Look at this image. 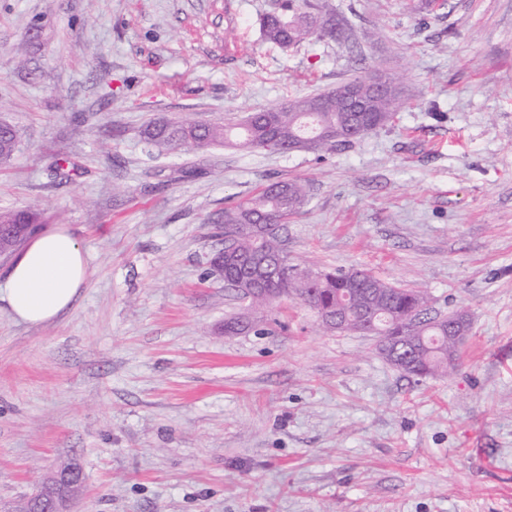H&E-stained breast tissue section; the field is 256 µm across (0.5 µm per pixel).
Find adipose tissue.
Segmentation results:
<instances>
[{"mask_svg":"<svg viewBox=\"0 0 512 512\" xmlns=\"http://www.w3.org/2000/svg\"><path fill=\"white\" fill-rule=\"evenodd\" d=\"M85 278L84 256L76 236L54 228L36 237L14 263L0 300L15 319L45 323L72 308Z\"/></svg>","mask_w":512,"mask_h":512,"instance_id":"obj_1","label":"adipose tissue"}]
</instances>
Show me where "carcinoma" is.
I'll return each instance as SVG.
<instances>
[{"instance_id": "cac0c4a2", "label": "carcinoma", "mask_w": 512, "mask_h": 512, "mask_svg": "<svg viewBox=\"0 0 512 512\" xmlns=\"http://www.w3.org/2000/svg\"><path fill=\"white\" fill-rule=\"evenodd\" d=\"M265 39L278 46L285 40L297 45L315 33L314 19L301 5L286 0L281 10L264 15ZM312 96L288 101L282 112H253L249 123L211 125L161 117L150 123L144 138L160 152L202 150L214 145H233L247 152L273 151L277 138L281 152L288 143L311 140L306 149L316 151L340 142L319 138L327 128L344 129L361 124L368 134L393 120L404 107L402 91L375 103V111L360 116L336 105L332 112H312ZM18 144L15 129H0V161L8 160ZM305 186L298 182L275 183L259 195L224 213V241L233 256L219 262L214 271L224 280L239 303L237 312L224 320V335L237 336L257 328L265 310L281 299L298 300L315 310L323 324L336 332L372 336L376 352L393 367L412 377L446 376L456 367L462 343L448 334V316L460 318L465 332L472 320L468 311L430 315V297L422 288H403L387 283L364 269L323 271L301 267L288 259L280 225L297 213L306 201ZM38 214L21 209L0 214V252L11 254L26 240Z\"/></svg>"}]
</instances>
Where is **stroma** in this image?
<instances>
[{"mask_svg":"<svg viewBox=\"0 0 512 512\" xmlns=\"http://www.w3.org/2000/svg\"><path fill=\"white\" fill-rule=\"evenodd\" d=\"M278 2L0 0L19 137L0 212L68 228L87 265L50 322L0 301V501L72 461V512H512V0H309L345 37L287 50L260 26ZM375 75L406 106L349 146L161 155L141 137ZM292 180L293 263L470 313L450 375L406 376L291 299L225 335L224 213Z\"/></svg>","mask_w":512,"mask_h":512,"instance_id":"stroma-1","label":"stroma"}]
</instances>
